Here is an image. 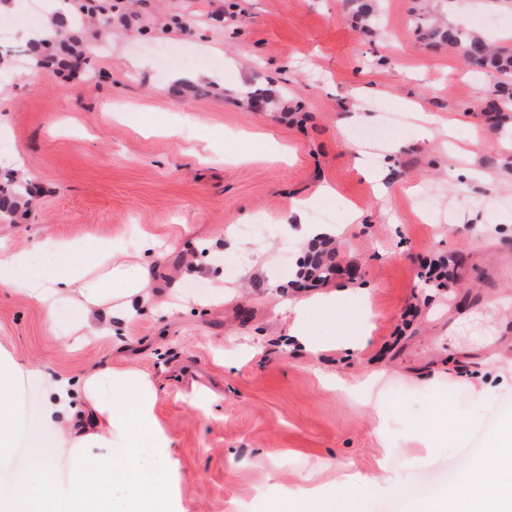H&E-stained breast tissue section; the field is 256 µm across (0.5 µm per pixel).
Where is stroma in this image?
Returning a JSON list of instances; mask_svg holds the SVG:
<instances>
[{
    "label": "stroma",
    "instance_id": "obj_1",
    "mask_svg": "<svg viewBox=\"0 0 512 512\" xmlns=\"http://www.w3.org/2000/svg\"><path fill=\"white\" fill-rule=\"evenodd\" d=\"M411 6L378 0L381 33L367 37L345 0H142L137 24L115 20L72 78L31 73L24 43H0L12 60L0 174L38 177L34 206L0 220V241L109 239L133 254L147 232L152 283L176 292L170 309L75 344L64 337L75 308L61 305L51 329L26 295L0 288V349L31 372L0 404L15 418L22 395L31 402L27 456L0 457L9 481L65 449L43 420L47 378L109 363L157 389L167 446L139 444L131 460L159 487L165 457L178 459L179 512H312L313 487L336 512H418L467 494L449 468L493 456L512 419V279L490 276L512 258V112L477 107L481 75L426 48ZM448 17L512 48V0H451ZM184 70L224 80L188 92L171 80ZM241 80L275 90L285 111L246 110ZM358 99L371 121L343 123ZM361 148L395 151L384 197L354 166ZM324 183L335 195H317ZM297 199L363 214L334 238L341 271L320 290L336 306L308 311L310 349L284 344L309 250L285 232ZM245 247L260 253L247 279L226 268ZM426 255L454 261L451 286L418 279ZM196 259L203 273L182 278Z\"/></svg>",
    "mask_w": 512,
    "mask_h": 512
}]
</instances>
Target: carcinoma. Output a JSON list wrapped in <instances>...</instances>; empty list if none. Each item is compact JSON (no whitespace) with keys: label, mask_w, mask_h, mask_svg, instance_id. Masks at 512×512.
<instances>
[{"label":"carcinoma","mask_w":512,"mask_h":512,"mask_svg":"<svg viewBox=\"0 0 512 512\" xmlns=\"http://www.w3.org/2000/svg\"><path fill=\"white\" fill-rule=\"evenodd\" d=\"M74 10L69 21L58 23L51 20L54 30L51 39L43 44H30L26 48L28 65L43 68L47 65L46 56L54 58L53 68L72 69V60L80 58L88 63L86 41L89 36L104 37L112 33V4H98L94 0H73ZM353 15L360 29L372 35L376 33L373 18L376 11L374 0H351ZM416 28L421 39L432 48H446L467 64H476L486 73L489 83L482 95L484 110L498 112L500 108L512 104V49L497 48L480 34L451 22L430 21L424 18L425 12L414 9ZM30 189L22 178L9 174L6 182H0V213L19 208Z\"/></svg>","instance_id":"obj_1"}]
</instances>
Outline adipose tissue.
<instances>
[{
  "instance_id": "1",
  "label": "adipose tissue",
  "mask_w": 512,
  "mask_h": 512,
  "mask_svg": "<svg viewBox=\"0 0 512 512\" xmlns=\"http://www.w3.org/2000/svg\"><path fill=\"white\" fill-rule=\"evenodd\" d=\"M82 250L74 241L36 242L18 250L2 247L0 287L22 285L50 323L60 302L72 303L80 312L73 330L78 339L111 333L113 300H120L122 310L128 312L161 304L142 263L120 258L111 241H100L89 261L80 259ZM116 281L122 284L117 292L112 289ZM47 391L45 422L63 424L70 447L84 457L63 487L52 479L51 459L35 464L48 501L65 505L68 512H111L104 490L121 482L130 487L126 512H174L171 485L161 490L144 486L137 470L124 465L139 440L149 439L160 448L167 443L155 414L157 390L152 382L136 371L103 365L78 383L65 376L50 379ZM498 442L495 456L467 468L464 482L472 492L458 499L455 512H512V487L490 478L492 471L512 470V424L502 428ZM90 448L100 449V456L87 457Z\"/></svg>"
}]
</instances>
